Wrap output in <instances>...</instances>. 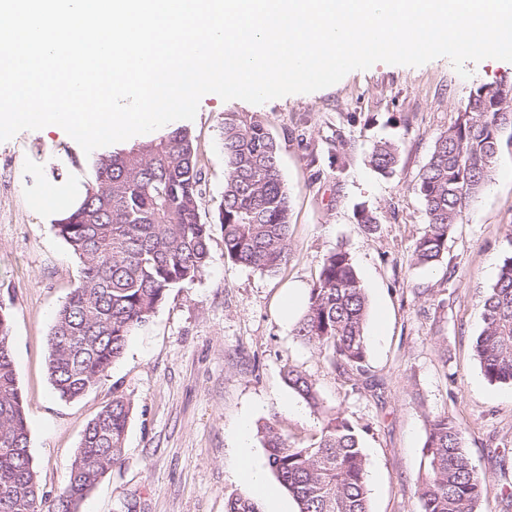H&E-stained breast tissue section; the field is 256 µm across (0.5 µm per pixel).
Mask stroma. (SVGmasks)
Returning a JSON list of instances; mask_svg holds the SVG:
<instances>
[{"label":"stroma","instance_id":"stroma-1","mask_svg":"<svg viewBox=\"0 0 512 512\" xmlns=\"http://www.w3.org/2000/svg\"><path fill=\"white\" fill-rule=\"evenodd\" d=\"M448 58L413 67L379 62L338 83L253 105L209 93L189 128L205 182L202 220L215 221L224 192L220 123L225 113L260 117L280 146L291 197L289 260L264 274L224 256L213 229L209 262L196 280L171 288L122 357L74 401L56 395L48 338L58 309L80 279V263L57 235L42 201L92 181V159L62 128L24 130L0 142V308L12 318L10 344L29 425V453L44 494L66 483L87 424L113 392L133 411L121 465L110 469L79 512H226L248 495L236 474L237 430L249 420L255 463L267 462L259 429L278 422L291 443L319 434L322 416L288 388L293 367L314 383L325 409H341L362 435L371 512H419L415 483L425 473L428 421L448 414L488 493L479 512H512V386L484 377L474 355L483 302L512 244V146L468 199L437 264L419 266L414 248L426 215L412 187L436 137L463 114L477 87L512 93V62ZM396 141L391 177L368 163L373 146ZM376 218L373 228L359 210ZM344 248L369 300L366 371L356 382L296 339L284 319L289 289L308 294L325 256Z\"/></svg>","mask_w":512,"mask_h":512}]
</instances>
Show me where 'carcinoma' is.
Here are the masks:
<instances>
[{
  "label": "carcinoma",
  "instance_id": "1",
  "mask_svg": "<svg viewBox=\"0 0 512 512\" xmlns=\"http://www.w3.org/2000/svg\"><path fill=\"white\" fill-rule=\"evenodd\" d=\"M470 96L467 111L435 139L413 186L424 205L426 228L415 262L443 258L448 233L470 197L489 178L512 127V95ZM224 193L216 223L224 230V256L235 264L275 274L291 251V200L279 167V146L265 124L247 112L222 120ZM399 163V147L377 143L370 166L383 176ZM95 179L80 206L54 224L78 257L79 284L57 311L49 339L48 371L60 398L72 400L96 385L121 357L128 338L144 328L167 291L202 275L212 223L200 215L202 170L194 136L185 127L94 162ZM368 298L353 260L337 248L324 258L294 335L341 374L364 373ZM11 315L0 309V512H78L106 472L120 465L133 403L112 395L88 423L65 485L51 502L41 494L28 452L25 400L9 336ZM474 353L485 378L512 386V239L483 305ZM288 387L317 409L314 383L286 371ZM269 465L297 504V512H370L366 458L358 427L343 412L325 416L314 442L294 446L280 427L261 429ZM454 418L429 421L426 472L415 484L420 512H478L487 493L464 451ZM227 512H259L244 496Z\"/></svg>",
  "mask_w": 512,
  "mask_h": 512
}]
</instances>
